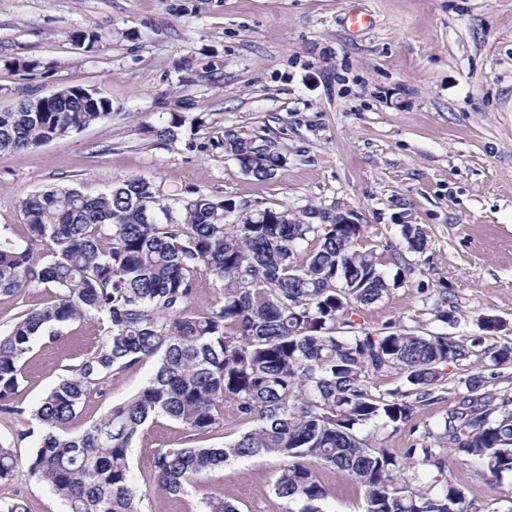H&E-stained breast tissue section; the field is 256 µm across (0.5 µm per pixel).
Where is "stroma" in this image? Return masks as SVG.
<instances>
[{
    "mask_svg": "<svg viewBox=\"0 0 512 512\" xmlns=\"http://www.w3.org/2000/svg\"><path fill=\"white\" fill-rule=\"evenodd\" d=\"M371 23L354 27L353 12ZM99 35L93 51L73 33ZM112 101L110 121L47 145L0 156V236L24 243L21 202L36 192L97 194L131 175L159 194H203L250 212L299 216L311 208L347 212L364 247L397 253L389 273L404 284L358 309L376 331L396 322L432 323L451 336L480 334L481 317L502 320L484 335L512 343V0H0V110L68 87ZM182 125L165 136L172 116ZM235 130L285 159L276 175H247L224 150ZM427 234L410 251L401 227ZM456 310L431 315L442 296ZM37 337L16 398L35 406L94 350L105 322L84 318ZM142 361L92 390L69 427L77 434L146 384ZM454 394L417 410L387 436L404 458L415 428L446 416ZM20 422L0 415V441L20 465L0 483V500L27 512H67L24 467L37 437L17 441ZM185 430L166 418L132 443L135 481L149 478L153 451L181 446ZM277 457L245 458L171 496L150 489L143 512H202L216 495L239 512H287L274 488ZM332 512H359L363 492L346 472L320 467ZM449 481L466 487L480 512H512V476L489 484L473 458L451 460Z\"/></svg>",
    "mask_w": 512,
    "mask_h": 512,
    "instance_id": "35a3bbf8",
    "label": "stroma"
}]
</instances>
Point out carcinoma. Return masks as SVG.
Instances as JSON below:
<instances>
[{
    "mask_svg": "<svg viewBox=\"0 0 512 512\" xmlns=\"http://www.w3.org/2000/svg\"><path fill=\"white\" fill-rule=\"evenodd\" d=\"M34 98L0 112V155L38 147L108 119L112 101L76 92L31 111ZM224 145L242 170L267 178L284 163L272 151L254 157L245 137L227 131ZM153 197L152 211L141 201ZM28 240L0 237V293L52 288L55 299L19 313L0 334V412L41 429L27 476L52 488L68 512H142L146 491L132 476L129 449L159 417L186 431L178 448L154 453L150 482L179 496L228 462L281 458L274 487L299 505L288 512H330L314 467L331 466L364 488L363 512H480L448 481V461H482L495 479L512 474V396L468 375L448 416L412 438L405 460L382 445L416 410L444 398V368L463 365L479 336H448L390 324L378 332L352 320L399 287L390 259L360 245V224H235L224 202L208 196L170 201L144 176H129L91 196L51 189L22 200ZM408 248L426 251L425 232L403 225ZM42 245L50 259L33 261ZM345 287L332 288L336 271ZM219 300L192 308L201 280ZM102 316L101 344L28 412L15 402L33 340L84 317ZM496 365L512 362V344L486 347ZM157 361L148 382L81 434L70 435L86 394L127 368ZM403 374L405 386L373 393L369 376ZM254 428L224 446L204 438L227 425L226 413ZM17 468L0 442V482ZM204 512H238L206 496Z\"/></svg>",
    "mask_w": 512,
    "mask_h": 512,
    "instance_id": "obj_1",
    "label": "carcinoma"
}]
</instances>
